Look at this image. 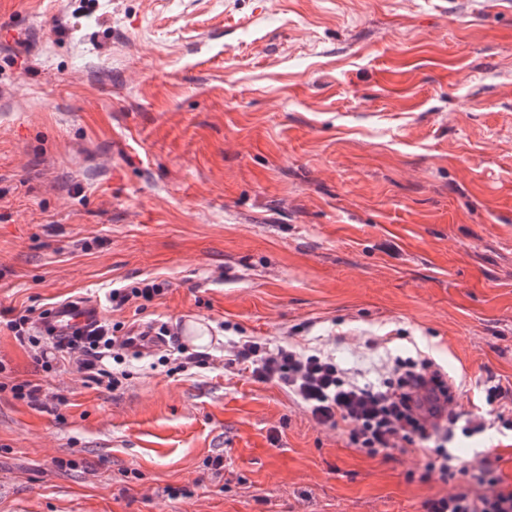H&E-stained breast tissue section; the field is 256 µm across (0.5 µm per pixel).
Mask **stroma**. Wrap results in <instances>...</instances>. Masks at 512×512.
<instances>
[{
    "mask_svg": "<svg viewBox=\"0 0 512 512\" xmlns=\"http://www.w3.org/2000/svg\"><path fill=\"white\" fill-rule=\"evenodd\" d=\"M278 109H270V99ZM164 284L113 308L110 289ZM101 303L115 391L9 319ZM359 382L432 358L512 384V0H0V512H424L233 364L241 337ZM42 388L39 406L14 385ZM512 487V432L459 438ZM223 456V471L210 462ZM132 352L149 354L158 350L164 344L162 336H157L155 329L149 326H140L132 330L129 336H126Z\"/></svg>",
    "mask_w": 512,
    "mask_h": 512,
    "instance_id": "1",
    "label": "stroma"
}]
</instances>
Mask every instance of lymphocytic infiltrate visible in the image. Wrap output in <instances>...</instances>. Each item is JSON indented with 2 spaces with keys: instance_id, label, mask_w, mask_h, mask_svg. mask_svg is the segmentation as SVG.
<instances>
[{
  "instance_id": "lymphocytic-infiltrate-1",
  "label": "lymphocytic infiltrate",
  "mask_w": 512,
  "mask_h": 512,
  "mask_svg": "<svg viewBox=\"0 0 512 512\" xmlns=\"http://www.w3.org/2000/svg\"><path fill=\"white\" fill-rule=\"evenodd\" d=\"M114 329L101 323L88 333L55 342L70 352L78 369L92 372L110 358ZM235 356L249 364L255 381L272 383L292 395L318 425L342 431L349 447L375 457L421 448L424 473L438 472L454 482L453 494L428 500L426 512H512V489L500 486L489 458L476 469L462 465L452 451L457 437H471L498 426L512 431V388L487 380L476 411H461L449 395L445 372L431 358L398 360L382 385L349 379L329 355L296 345L267 347L253 337L238 341ZM483 485L484 493L472 490Z\"/></svg>"
}]
</instances>
